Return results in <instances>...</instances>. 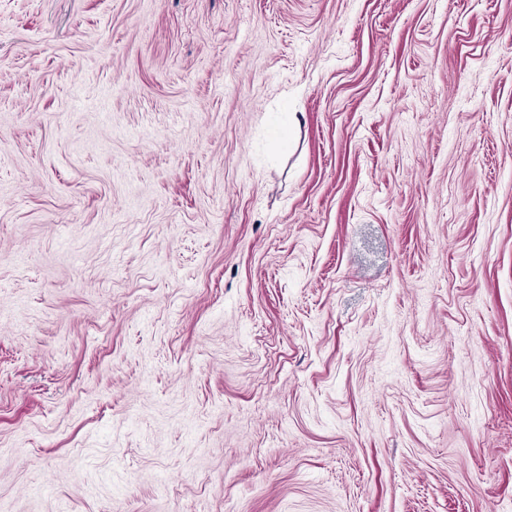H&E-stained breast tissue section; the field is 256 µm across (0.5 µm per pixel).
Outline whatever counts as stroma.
<instances>
[{
  "label": "stroma",
  "instance_id": "1",
  "mask_svg": "<svg viewBox=\"0 0 512 512\" xmlns=\"http://www.w3.org/2000/svg\"><path fill=\"white\" fill-rule=\"evenodd\" d=\"M0 512H512V0H0Z\"/></svg>",
  "mask_w": 512,
  "mask_h": 512
}]
</instances>
